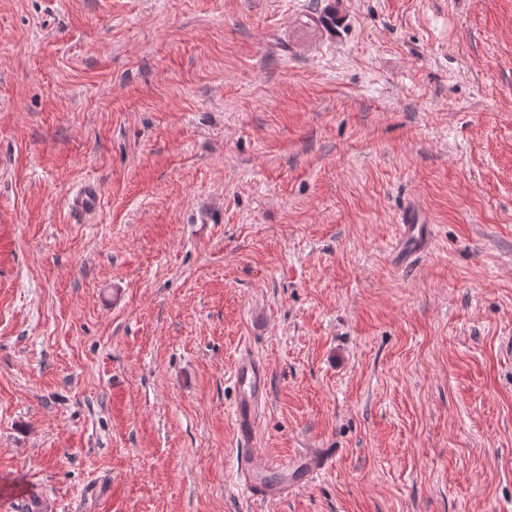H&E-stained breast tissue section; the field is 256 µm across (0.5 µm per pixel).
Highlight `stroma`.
I'll use <instances>...</instances> for the list:
<instances>
[{
  "instance_id": "1",
  "label": "stroma",
  "mask_w": 512,
  "mask_h": 512,
  "mask_svg": "<svg viewBox=\"0 0 512 512\" xmlns=\"http://www.w3.org/2000/svg\"><path fill=\"white\" fill-rule=\"evenodd\" d=\"M4 502L512 512V0H0ZM419 221L410 213H404L401 216V223L404 227V238L400 248L397 251L396 259L407 260L419 250L420 245L425 239L426 224H415ZM233 377L237 395L233 419L240 448H250L256 438L257 423L264 411L269 393V373L266 365L244 350L236 360ZM302 463L296 458L278 461L274 464L278 471L296 475L291 483L274 484L260 477L266 472L265 466L252 470L246 466L241 485L248 498L259 503H274L288 495V489L307 485L314 476L326 470L331 464L328 448H308L300 456Z\"/></svg>"
}]
</instances>
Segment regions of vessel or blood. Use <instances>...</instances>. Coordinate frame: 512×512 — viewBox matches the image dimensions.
<instances>
[{
  "instance_id": "1",
  "label": "vessel or blood",
  "mask_w": 512,
  "mask_h": 512,
  "mask_svg": "<svg viewBox=\"0 0 512 512\" xmlns=\"http://www.w3.org/2000/svg\"><path fill=\"white\" fill-rule=\"evenodd\" d=\"M404 238L396 257L407 260L418 251L425 238V225L416 222L412 214L401 217ZM237 395L233 406V419L240 447H252L256 438L257 423L264 411L269 393V373L266 365L250 352H242L233 368ZM331 464V455L325 448L306 449L301 458L277 462V470L294 474L292 485L274 484L264 480L259 470H245L241 485L244 493L259 503H274L287 495L289 487L307 485L314 476Z\"/></svg>"
}]
</instances>
